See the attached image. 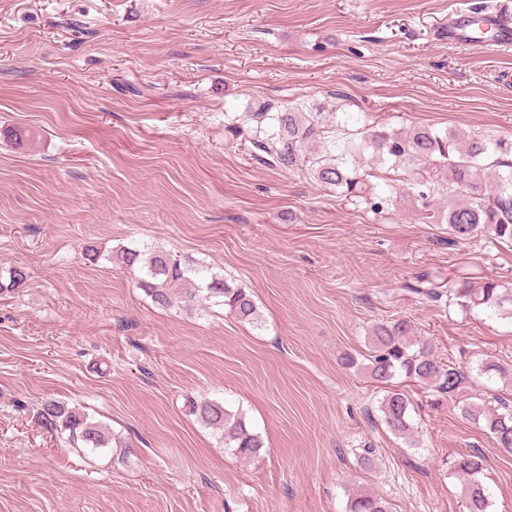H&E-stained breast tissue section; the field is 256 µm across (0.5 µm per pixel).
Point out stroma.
<instances>
[{
  "label": "stroma",
  "instance_id": "1",
  "mask_svg": "<svg viewBox=\"0 0 512 512\" xmlns=\"http://www.w3.org/2000/svg\"><path fill=\"white\" fill-rule=\"evenodd\" d=\"M500 0H0V512H466L447 462L480 450L492 512H512V453L454 406L413 403L418 444L387 430L344 363L404 318L439 358L512 364V321L409 293L465 277L512 288V248L442 245L410 191L389 214L270 169L226 119L324 107L394 129L512 139V52L449 42ZM156 247L245 288L261 315L161 309L121 264ZM97 249V260L86 257ZM83 408L123 447L80 453L38 424ZM242 409L264 448L225 451L192 400ZM373 446L372 469L358 459ZM471 16L461 14L448 21V41L480 44L484 41L482 34H476L470 25ZM349 512H388L386 502L369 493L355 494L349 502Z\"/></svg>",
  "mask_w": 512,
  "mask_h": 512
}]
</instances>
